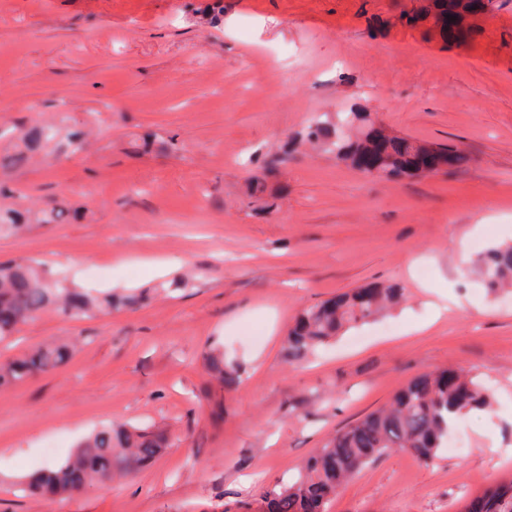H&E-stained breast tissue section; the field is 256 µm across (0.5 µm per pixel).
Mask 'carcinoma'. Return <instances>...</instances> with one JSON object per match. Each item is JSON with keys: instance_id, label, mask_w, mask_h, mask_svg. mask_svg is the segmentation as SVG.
I'll list each match as a JSON object with an SVG mask.
<instances>
[{"instance_id": "cac0c4a2", "label": "carcinoma", "mask_w": 512, "mask_h": 512, "mask_svg": "<svg viewBox=\"0 0 512 512\" xmlns=\"http://www.w3.org/2000/svg\"><path fill=\"white\" fill-rule=\"evenodd\" d=\"M491 9V0H435L444 16L474 6ZM26 151L0 157V168L18 167L27 154L44 152L66 158L80 150L84 133H65L55 123L34 126L18 133ZM304 139L312 147L359 170L370 166L388 179L416 177L423 169L444 162L458 168L468 156L458 147L420 144L374 129L366 112L323 114L307 127ZM60 212L20 210L0 206V234L16 232L29 224H54ZM478 273L492 293L512 287V245L486 248L477 260ZM404 288L370 284L304 309L288 330L283 347L292 364L335 338L344 328L366 322L404 300ZM140 295H94L75 287L68 279L41 263L0 262V340L17 326L47 311L71 320L104 311L132 307ZM66 346H46L0 368V386L23 382L64 364ZM209 371L221 389L240 384L239 369L221 354L205 357ZM491 406V394L478 376L463 369L441 368L412 378L388 405L336 432L310 457L293 481L266 490L260 512H327L338 489L365 466L390 450L406 451L425 464L440 456L448 433L460 414ZM167 444V438L131 424L106 425L81 441L67 458L53 461L34 473L27 489L43 495H72L85 485L128 475L147 466ZM464 512H512V481L500 483L471 500Z\"/></svg>"}]
</instances>
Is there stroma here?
Wrapping results in <instances>:
<instances>
[{"mask_svg":"<svg viewBox=\"0 0 512 512\" xmlns=\"http://www.w3.org/2000/svg\"><path fill=\"white\" fill-rule=\"evenodd\" d=\"M415 2L0 0V154L17 127L91 129L66 160L0 170L20 207L66 214L0 235V262L150 291L137 309L46 313L0 342V364L72 347L0 387V512H256L336 431L447 366L491 388V410L452 432L466 455L390 452L329 512H463L512 479V294L454 256L462 239L512 243V0L453 47L399 23ZM354 105L469 161L392 182L303 144L310 119ZM371 282L401 283L406 302L284 361L302 309ZM212 350L239 365L237 390L207 372ZM111 422L169 444L135 474L22 495L29 472ZM70 356L66 346H46L0 368V386L23 382L64 364Z\"/></svg>","mask_w":512,"mask_h":512,"instance_id":"35a3bbf8","label":"stroma"}]
</instances>
